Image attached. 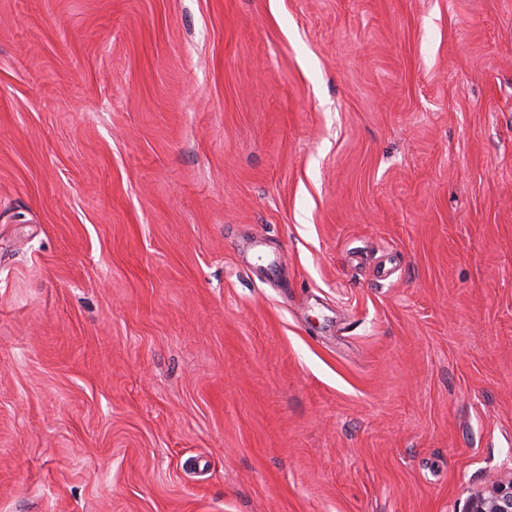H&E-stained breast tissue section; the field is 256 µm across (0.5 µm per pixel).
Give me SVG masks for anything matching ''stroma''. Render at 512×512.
<instances>
[{
    "mask_svg": "<svg viewBox=\"0 0 512 512\" xmlns=\"http://www.w3.org/2000/svg\"><path fill=\"white\" fill-rule=\"evenodd\" d=\"M509 475L512 0H0V512Z\"/></svg>",
    "mask_w": 512,
    "mask_h": 512,
    "instance_id": "1",
    "label": "stroma"
}]
</instances>
